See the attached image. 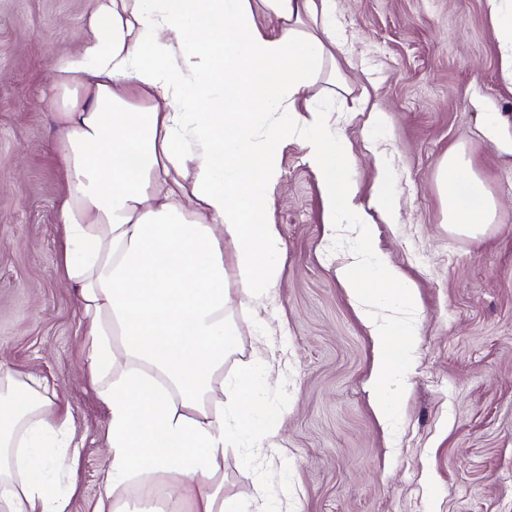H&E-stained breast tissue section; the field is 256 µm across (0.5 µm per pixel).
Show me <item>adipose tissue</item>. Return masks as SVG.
<instances>
[{
	"label": "adipose tissue",
	"instance_id": "1",
	"mask_svg": "<svg viewBox=\"0 0 512 512\" xmlns=\"http://www.w3.org/2000/svg\"><path fill=\"white\" fill-rule=\"evenodd\" d=\"M485 8L512 84V0ZM262 9L280 20L277 32L258 22ZM337 25L335 0H98L88 36L54 66L64 279L108 428L109 478L95 512H117L129 484L156 473L176 477L192 512H248L224 498V450L247 435L272 444L282 416L255 398L273 366L267 354L224 379L237 344L224 323V248L235 251L244 299L276 292L282 141L300 137L328 228L361 225L371 254L374 219L398 221L385 165L361 199L338 132L306 95L336 59ZM136 94L150 107L132 105ZM438 190L449 228L475 236L492 223L497 204L461 152L443 159ZM338 275L364 306L419 308L386 261L370 271L357 260ZM372 334L380 356L370 384L385 420L390 386L406 382L390 343L415 331L377 325ZM77 457L56 391L0 363V512H69L44 473L64 475Z\"/></svg>",
	"mask_w": 512,
	"mask_h": 512
}]
</instances>
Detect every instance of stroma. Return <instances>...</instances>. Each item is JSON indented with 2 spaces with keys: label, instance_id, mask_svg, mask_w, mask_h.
<instances>
[{
  "label": "stroma",
  "instance_id": "obj_1",
  "mask_svg": "<svg viewBox=\"0 0 512 512\" xmlns=\"http://www.w3.org/2000/svg\"><path fill=\"white\" fill-rule=\"evenodd\" d=\"M92 0H0V360L64 398L80 455L69 512H94L109 467L105 409L82 376L81 315L64 282L59 203L65 194L49 104L55 61L88 32ZM345 87L328 102L349 174L369 197L375 140L400 200L375 227L377 254L418 293L410 388L392 387L377 419L368 380L376 351L363 307L337 276L361 247L359 227L330 232L300 140L280 148L275 221L285 243L282 286L262 305L228 290L238 334L225 373L256 363L267 338L278 370L260 394L283 412L276 448L240 439L224 455V495L288 512H512V153L482 130L499 112L512 137V87L501 77L484 0H336ZM370 99L384 115L371 138ZM459 148L497 209L475 237L449 230L439 166ZM129 512H184L172 478L131 486Z\"/></svg>",
  "mask_w": 512,
  "mask_h": 512
}]
</instances>
